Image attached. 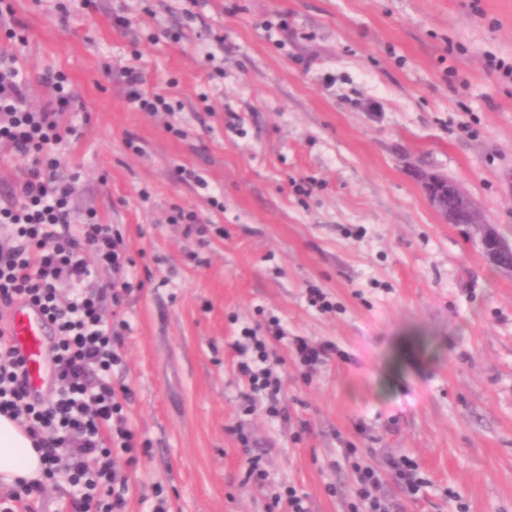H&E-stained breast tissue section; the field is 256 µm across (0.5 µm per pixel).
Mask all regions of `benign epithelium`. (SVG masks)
Here are the masks:
<instances>
[{
	"label": "benign epithelium",
	"instance_id": "7a95c632",
	"mask_svg": "<svg viewBox=\"0 0 512 512\" xmlns=\"http://www.w3.org/2000/svg\"><path fill=\"white\" fill-rule=\"evenodd\" d=\"M417 177L433 206L450 224H468L482 228L481 246L484 256L503 271L512 274V261H504L503 256L512 257V244L506 242L491 228L482 212L468 196L464 188L447 178L426 171H418ZM455 198L456 210L448 212L442 204V194Z\"/></svg>",
	"mask_w": 512,
	"mask_h": 512
}]
</instances>
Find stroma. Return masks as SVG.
Returning a JSON list of instances; mask_svg holds the SVG:
<instances>
[{"label":"stroma","mask_w":512,"mask_h":512,"mask_svg":"<svg viewBox=\"0 0 512 512\" xmlns=\"http://www.w3.org/2000/svg\"><path fill=\"white\" fill-rule=\"evenodd\" d=\"M13 5L24 39L0 32V52L32 103L49 70L78 95L55 148L76 180L73 220L119 227L141 285L117 310L128 328L112 373L147 449L131 467L112 452L126 512H277L285 486L311 512H352L351 448L380 467L418 462V495L384 476L392 512H512V276L416 177L458 182L512 243V80L488 66L512 62V0ZM121 8L126 29L112 24ZM131 62L170 111L130 102ZM179 209L207 234L171 223ZM315 289L330 310L312 306ZM249 328L267 339L278 396L239 375ZM297 336L332 348L308 380ZM239 428L264 485L245 479Z\"/></svg>","instance_id":"35a3bbf8"}]
</instances>
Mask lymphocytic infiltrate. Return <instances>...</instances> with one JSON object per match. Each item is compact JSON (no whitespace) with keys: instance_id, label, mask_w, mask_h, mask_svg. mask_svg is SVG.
Segmentation results:
<instances>
[{"instance_id":"f902f5d3","label":"lymphocytic infiltrate","mask_w":512,"mask_h":512,"mask_svg":"<svg viewBox=\"0 0 512 512\" xmlns=\"http://www.w3.org/2000/svg\"><path fill=\"white\" fill-rule=\"evenodd\" d=\"M63 73H46L52 94L40 107L27 102V86L15 57L0 59V143L28 159L25 179L16 185L15 205L0 208V309L18 303L36 307L53 327L49 362L53 396L34 397L25 382L24 363L0 325V413L11 415L42 453L45 479L66 472L73 487L69 512H124L129 478L112 461L120 447L128 463L140 450L127 417L130 388H114L112 370L122 365L123 337L109 325L105 302L121 306L134 290L122 232L91 221L72 225L74 181L58 179L52 149L62 142L60 106L75 99ZM92 251L94 264L83 254ZM111 269L110 282L87 286L92 266ZM69 285L61 293V285ZM238 371L252 390L278 394L280 383L268 366L265 343L254 341ZM390 472L410 493L424 481L408 456L390 458L386 469L355 467L357 496L365 512H388L376 494L383 472Z\"/></svg>"}]
</instances>
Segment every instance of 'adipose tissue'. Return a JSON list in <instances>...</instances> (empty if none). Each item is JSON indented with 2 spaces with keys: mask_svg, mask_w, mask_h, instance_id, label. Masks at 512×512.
Returning <instances> with one entry per match:
<instances>
[{
  "mask_svg": "<svg viewBox=\"0 0 512 512\" xmlns=\"http://www.w3.org/2000/svg\"><path fill=\"white\" fill-rule=\"evenodd\" d=\"M17 477L42 479L40 456L22 428L0 415V481L9 484Z\"/></svg>",
  "mask_w": 512,
  "mask_h": 512,
  "instance_id": "1",
  "label": "adipose tissue"
}]
</instances>
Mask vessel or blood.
Returning <instances> with one entry per match:
<instances>
[{
  "instance_id": "vessel-or-blood-1",
  "label": "vessel or blood",
  "mask_w": 512,
  "mask_h": 512,
  "mask_svg": "<svg viewBox=\"0 0 512 512\" xmlns=\"http://www.w3.org/2000/svg\"><path fill=\"white\" fill-rule=\"evenodd\" d=\"M13 344L21 353L31 392H41L47 375V344L51 332L48 321L33 307H14L10 325Z\"/></svg>"
}]
</instances>
